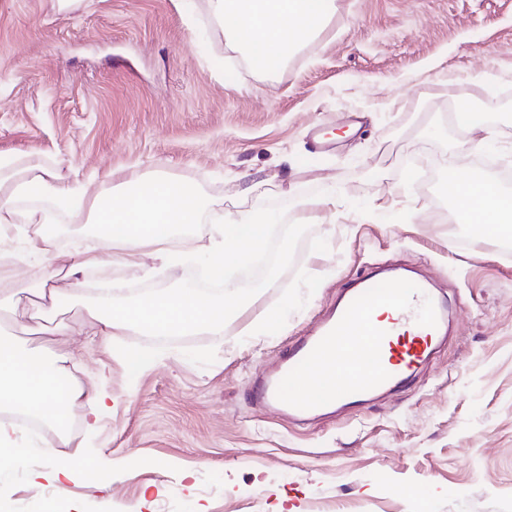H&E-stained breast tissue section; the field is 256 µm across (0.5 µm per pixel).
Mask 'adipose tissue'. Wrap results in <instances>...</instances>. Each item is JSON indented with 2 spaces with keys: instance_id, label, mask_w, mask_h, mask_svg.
Here are the masks:
<instances>
[{
  "instance_id": "adipose-tissue-1",
  "label": "adipose tissue",
  "mask_w": 512,
  "mask_h": 512,
  "mask_svg": "<svg viewBox=\"0 0 512 512\" xmlns=\"http://www.w3.org/2000/svg\"><path fill=\"white\" fill-rule=\"evenodd\" d=\"M215 14L225 34L240 47L251 65L264 73L278 71L290 54L306 39L316 35L335 8V0H212ZM133 189L113 197H88L84 188L63 179L54 169L24 156L0 158V314L11 327L0 332V401L27 410L55 429L53 447L68 448L72 439L67 425L80 399L95 408H105L109 393L98 387L66 386L68 358L49 357L35 349H24L17 334L52 331L65 336L69 325L55 323L60 306L83 295L74 273L95 263L102 248H118L129 256L143 251L162 261L181 262L171 240L176 227L199 223L207 209V199L199 186H186L172 176L139 175ZM456 223H481L488 236L499 237L512 223V196L502 193L484 174L464 173L450 193ZM48 198L74 219L90 217L98 231L96 244L73 253H60L55 240L44 230L48 218L32 208L36 199ZM221 235L224 248L211 250L208 273L224 283V296L214 300L191 290L157 293L141 301L116 308L111 301L95 300L96 322L103 350L113 348L115 336L138 328L156 335H181L190 330L222 327L227 312L236 309L251 291L239 287L231 277L234 269L253 263L265 246L275 219L265 213L238 210L224 214ZM22 234L29 253L50 258L51 286L20 295L12 276L13 254L6 249L11 229ZM71 278L70 287L54 286L59 277ZM91 479L108 488L111 471L90 455L79 463L53 458L43 470L33 472L32 483L42 481L66 489L75 478Z\"/></svg>"
}]
</instances>
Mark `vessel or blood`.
<instances>
[{"label":"vessel or blood","instance_id":"obj_1","mask_svg":"<svg viewBox=\"0 0 512 512\" xmlns=\"http://www.w3.org/2000/svg\"><path fill=\"white\" fill-rule=\"evenodd\" d=\"M390 309L388 322L376 317ZM447 305L427 282L387 274L353 280L335 310L306 336L293 341L279 367L261 378L255 397L295 418L321 412L339 401L359 403L411 376L425 361L446 324ZM336 363L340 381L324 397L301 386L322 358Z\"/></svg>","mask_w":512,"mask_h":512}]
</instances>
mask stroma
I'll return each instance as SVG.
<instances>
[{
    "label": "stroma",
    "mask_w": 512,
    "mask_h": 512,
    "mask_svg": "<svg viewBox=\"0 0 512 512\" xmlns=\"http://www.w3.org/2000/svg\"><path fill=\"white\" fill-rule=\"evenodd\" d=\"M456 99L488 106L497 179L512 167V0H336L272 74L211 0H0V154L32 153L93 193L168 173L214 210L258 209L285 231L267 287L223 328L133 329L107 354L79 301L58 314L69 335L20 337L111 393L95 430L74 407L75 445L57 454L94 449L112 487L33 484L53 428L20 425L0 471L7 512H512V252L478 223L448 231L443 185L472 162L456 149ZM251 180L262 188L241 199ZM216 230L177 235L190 259L176 267L105 251L81 278L118 306L156 289L217 295L195 250ZM375 266L424 276L448 302L447 341L414 381L304 425L255 404L256 378ZM128 352L151 366L131 372Z\"/></svg>",
    "instance_id": "35a3bbf8"
}]
</instances>
